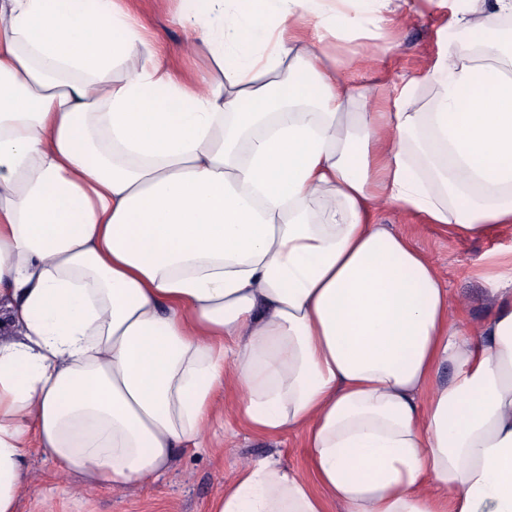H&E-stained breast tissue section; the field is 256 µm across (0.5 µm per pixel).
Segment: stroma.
I'll return each mask as SVG.
<instances>
[{
	"instance_id": "35a3bbf8",
	"label": "stroma",
	"mask_w": 512,
	"mask_h": 512,
	"mask_svg": "<svg viewBox=\"0 0 512 512\" xmlns=\"http://www.w3.org/2000/svg\"><path fill=\"white\" fill-rule=\"evenodd\" d=\"M409 2V22L386 33L372 54L367 73L376 95L396 97L402 76L430 62L444 41L460 46L466 42L461 34L442 33L440 12L429 0ZM129 6L165 48L169 65L187 73L206 70L205 59L182 52L186 35L176 21L178 15L196 9L195 0H168L163 13L158 11L156 0H129ZM376 221L392 231L409 234L429 256L449 288L454 307L462 310L467 323L477 325L491 317L494 303L482 274L497 256L512 250V224L495 227L480 237H462L392 204L379 207ZM216 403L219 418L212 428L217 435L211 439L209 450L179 454L163 475L141 490L118 494L87 486L73 492L69 484L59 480L52 460L32 452L25 467L33 483L19 499L17 512H209L211 500L223 492L246 462L277 455L286 468L307 473V453L300 433L289 432L274 439L255 436L229 410L227 395L217 393Z\"/></svg>"
}]
</instances>
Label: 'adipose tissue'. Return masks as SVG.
I'll return each mask as SVG.
<instances>
[{"label": "adipose tissue", "instance_id": "ef3b65f1", "mask_svg": "<svg viewBox=\"0 0 512 512\" xmlns=\"http://www.w3.org/2000/svg\"><path fill=\"white\" fill-rule=\"evenodd\" d=\"M200 2L193 82L127 0H0V512L34 437L61 479L152 483L220 388L310 473L243 464L209 512H512V277L468 326L374 220L512 224V52L446 46L376 101L338 42L409 0ZM434 2L485 44L512 17Z\"/></svg>", "mask_w": 512, "mask_h": 512}]
</instances>
